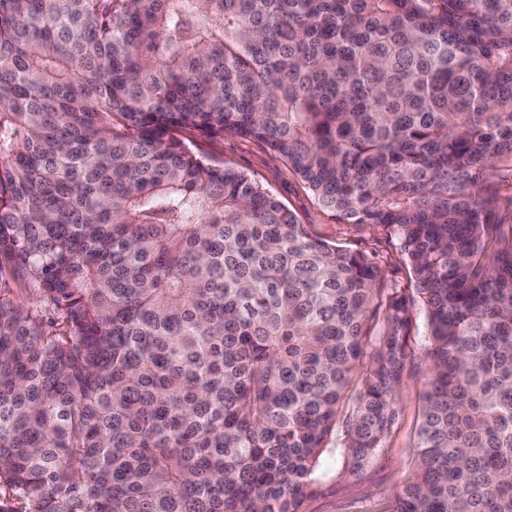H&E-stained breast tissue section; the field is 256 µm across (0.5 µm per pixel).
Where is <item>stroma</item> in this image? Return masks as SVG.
I'll return each mask as SVG.
<instances>
[{"label": "stroma", "instance_id": "stroma-1", "mask_svg": "<svg viewBox=\"0 0 512 512\" xmlns=\"http://www.w3.org/2000/svg\"><path fill=\"white\" fill-rule=\"evenodd\" d=\"M196 147L225 166L246 173L271 192L315 237L328 243L375 256L386 278L408 286L409 273L398 244L381 227L348 224L323 209L311 191L287 165L276 159L268 146L256 139L225 131L209 138L192 133ZM412 358L399 391L400 416L384 448L367 467L362 478L340 479L309 499L305 512H391L394 495L403 486L417 439L421 396L427 387L428 363L423 355L424 328L412 329Z\"/></svg>", "mask_w": 512, "mask_h": 512}]
</instances>
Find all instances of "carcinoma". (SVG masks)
<instances>
[{"mask_svg":"<svg viewBox=\"0 0 512 512\" xmlns=\"http://www.w3.org/2000/svg\"><path fill=\"white\" fill-rule=\"evenodd\" d=\"M226 129L413 288L183 136ZM508 178L512 0H0V512H305L384 447L419 311L392 512H512Z\"/></svg>","mask_w":512,"mask_h":512,"instance_id":"1","label":"carcinoma"}]
</instances>
